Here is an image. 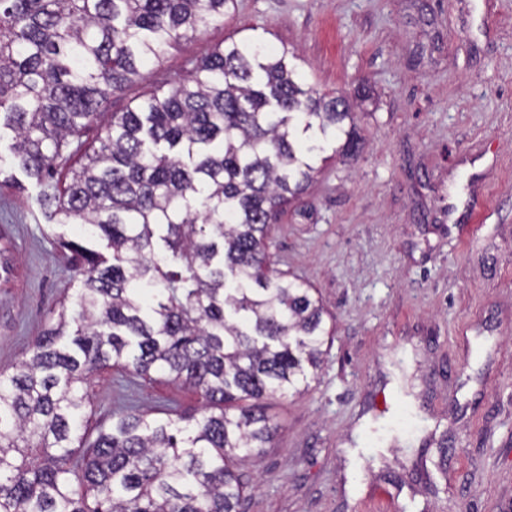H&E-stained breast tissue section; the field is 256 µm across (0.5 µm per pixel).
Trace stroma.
<instances>
[{"label":"stroma","instance_id":"obj_1","mask_svg":"<svg viewBox=\"0 0 512 512\" xmlns=\"http://www.w3.org/2000/svg\"><path fill=\"white\" fill-rule=\"evenodd\" d=\"M253 35L296 50L321 93L368 96L359 153L271 227L277 269L317 289L335 332L309 390L269 400L274 438L238 465L244 512H512V0H237L108 111ZM39 194L23 175L0 189V370L78 287ZM120 380L90 377L93 422L201 405L160 375Z\"/></svg>","mask_w":512,"mask_h":512}]
</instances>
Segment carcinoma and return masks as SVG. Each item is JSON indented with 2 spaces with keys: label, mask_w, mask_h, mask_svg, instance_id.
Masks as SVG:
<instances>
[{
  "label": "carcinoma",
  "mask_w": 512,
  "mask_h": 512,
  "mask_svg": "<svg viewBox=\"0 0 512 512\" xmlns=\"http://www.w3.org/2000/svg\"><path fill=\"white\" fill-rule=\"evenodd\" d=\"M236 0H0V120L10 167L79 240L80 282L30 356L0 371V512H241L237 462L275 426L263 402L309 387L332 330L313 288L271 267V224L320 154L358 150L351 104L301 79L260 37L213 48L191 78L114 112L143 77ZM77 140L64 189L57 160ZM158 374L199 414L130 405L89 424L91 374Z\"/></svg>",
  "instance_id": "cac0c4a2"
}]
</instances>
